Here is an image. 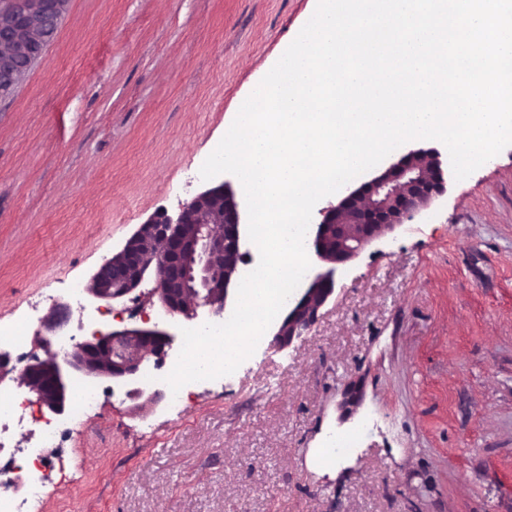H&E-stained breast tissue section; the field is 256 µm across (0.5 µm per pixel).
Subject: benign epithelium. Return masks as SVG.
Wrapping results in <instances>:
<instances>
[{
  "label": "benign epithelium",
  "instance_id": "obj_1",
  "mask_svg": "<svg viewBox=\"0 0 512 512\" xmlns=\"http://www.w3.org/2000/svg\"><path fill=\"white\" fill-rule=\"evenodd\" d=\"M69 0H0V97L22 83L33 66L45 60ZM444 192V173L435 151L411 150L381 175L363 184L337 205L323 211L311 247L322 262L298 289L295 304L273 325L271 346L284 349L318 317L335 290L337 268L395 229L412 213ZM240 214L233 196L220 185L182 204L177 218L157 213L106 259L91 277L88 295L116 300L132 294L149 273L166 314L195 320L200 312L226 316L229 285L246 262L241 251ZM69 307L54 304L34 336L41 353L33 356L18 387L60 417L68 412V389L76 381L112 380V386L138 401L134 413L153 410L163 401L159 387L146 388L141 375L159 367L175 340L166 330L131 327L96 332L92 339L60 355L42 331L63 326Z\"/></svg>",
  "mask_w": 512,
  "mask_h": 512
}]
</instances>
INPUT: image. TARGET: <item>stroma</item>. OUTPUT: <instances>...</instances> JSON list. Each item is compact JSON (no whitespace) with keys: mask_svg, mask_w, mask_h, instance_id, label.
<instances>
[{"mask_svg":"<svg viewBox=\"0 0 512 512\" xmlns=\"http://www.w3.org/2000/svg\"><path fill=\"white\" fill-rule=\"evenodd\" d=\"M317 0H70L0 99V322L87 285L200 168ZM338 270L317 320L137 417L103 390L42 512H512V146ZM124 299L88 332L184 321ZM389 426L322 467L369 414Z\"/></svg>","mask_w":512,"mask_h":512,"instance_id":"obj_1","label":"stroma"}]
</instances>
